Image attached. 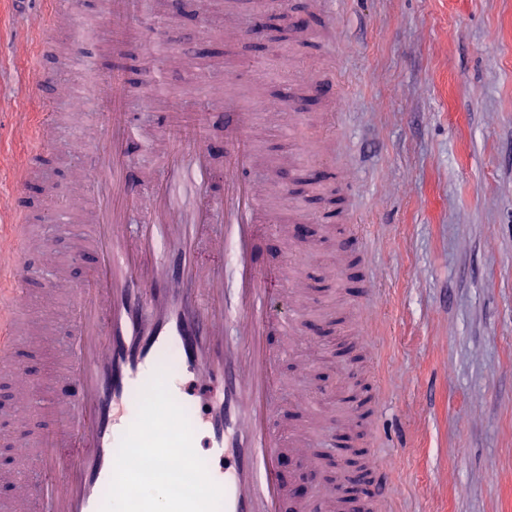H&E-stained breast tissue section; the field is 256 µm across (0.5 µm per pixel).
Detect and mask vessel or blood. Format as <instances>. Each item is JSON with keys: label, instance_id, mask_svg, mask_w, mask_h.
Returning a JSON list of instances; mask_svg holds the SVG:
<instances>
[{"label": "vessel or blood", "instance_id": "b4317fda", "mask_svg": "<svg viewBox=\"0 0 512 512\" xmlns=\"http://www.w3.org/2000/svg\"><path fill=\"white\" fill-rule=\"evenodd\" d=\"M56 26H74L77 0H48ZM128 92L111 75L98 97L108 119L93 128L79 179L88 191L91 222L78 254L92 257L81 284L55 276L46 296L70 298L64 384L48 407L53 427L15 446L20 477L0 512H101L123 433L133 423L141 391L159 369V356L176 350L181 373L167 374L175 401L185 406L195 431L204 433L207 469L223 489L222 512H311L281 470L286 454H302L299 434L275 415L284 386L278 367L298 343V332L272 312L265 282L263 242L279 232L265 194L250 179L255 161L251 115L222 91L211 94L224 110L231 162L224 193L210 192L213 157L202 143H167L159 175L144 176L129 150ZM153 218L132 223L136 202ZM9 287H0V363L35 341L18 315L27 309L24 283L29 241L16 235ZM283 337L273 347L269 336ZM18 425L36 414L39 384L15 373ZM369 474L376 495L353 496L354 512H373L388 488L390 468Z\"/></svg>", "mask_w": 512, "mask_h": 512}]
</instances>
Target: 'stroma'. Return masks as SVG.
I'll return each instance as SVG.
<instances>
[{"label":"stroma","instance_id":"obj_1","mask_svg":"<svg viewBox=\"0 0 512 512\" xmlns=\"http://www.w3.org/2000/svg\"><path fill=\"white\" fill-rule=\"evenodd\" d=\"M292 32L268 51L246 31L268 5ZM334 0H188L185 13L150 0L155 41L177 48L179 63L156 67L152 52L103 0H86L76 29H55L45 0H0V195L21 209L1 224L25 223L53 256L28 263L29 318L50 336L68 326L67 303L45 318L43 288L54 265L69 264L88 200L72 192L85 161V130L100 112L96 97L61 101L53 85L83 81L81 59L112 70L114 48L137 54L141 83L129 97L134 135L156 130L193 142L203 135L215 156L213 194L224 192V115L199 111L212 88L235 95L253 118L258 152L252 178L280 224L303 223L310 239L287 247L270 239L269 267L288 265L305 285V321L336 314V334L363 354L359 373L378 396L363 444L392 465V512H512V0H347L341 28ZM338 81L343 104L308 97L301 111L266 112L261 102L309 79ZM161 89L145 95L143 84ZM349 171L308 195H285L288 164ZM66 191L53 214L36 209ZM348 201L337 237L351 226L369 254L357 266L336 257V239L315 217L316 196ZM302 350L281 366L290 393L277 417L301 427L307 412L292 392L314 380L319 434L336 428L337 358Z\"/></svg>","mask_w":512,"mask_h":512}]
</instances>
